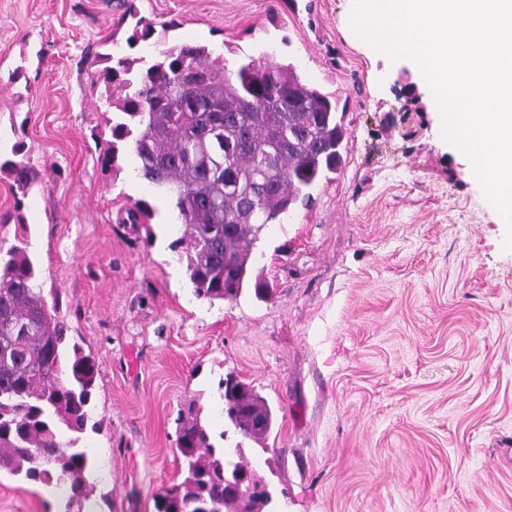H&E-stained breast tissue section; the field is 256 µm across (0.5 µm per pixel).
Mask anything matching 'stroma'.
Instances as JSON below:
<instances>
[{"instance_id":"1","label":"stroma","mask_w":512,"mask_h":512,"mask_svg":"<svg viewBox=\"0 0 512 512\" xmlns=\"http://www.w3.org/2000/svg\"><path fill=\"white\" fill-rule=\"evenodd\" d=\"M352 0H0V245L27 236L70 343L100 375L82 445L84 512H156L182 479L179 415L242 446L278 512H512V250L411 63L349 25ZM134 15H126V8ZM152 38L128 44L136 17ZM204 43L228 68L293 64L335 95L343 163L309 208L269 225L254 274L272 298L196 299L170 199L110 138L99 56ZM151 216L132 222L135 201ZM276 413L263 442L226 430L219 383ZM0 475V512H68ZM22 153L23 147L21 144L13 145L11 149L12 157H5L3 161L0 162V172L4 171L9 173L13 179L12 187L20 191L23 195L26 193L30 184L35 181L36 173L22 160L15 159Z\"/></svg>"}]
</instances>
